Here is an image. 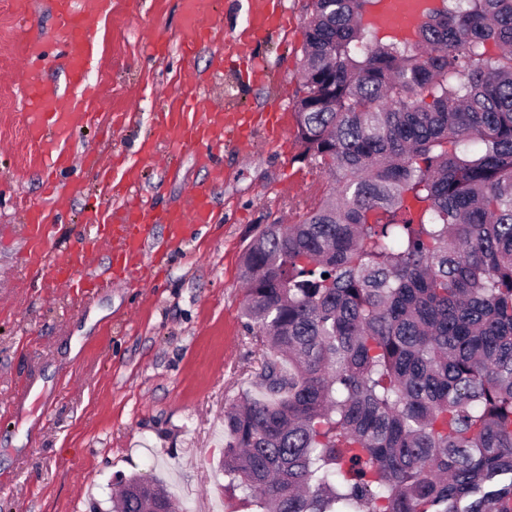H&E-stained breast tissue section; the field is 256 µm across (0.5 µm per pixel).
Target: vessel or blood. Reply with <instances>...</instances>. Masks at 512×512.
I'll return each instance as SVG.
<instances>
[{"label":"vessel or blood","instance_id":"b4317fda","mask_svg":"<svg viewBox=\"0 0 512 512\" xmlns=\"http://www.w3.org/2000/svg\"><path fill=\"white\" fill-rule=\"evenodd\" d=\"M104 2L52 0L63 33L61 56L68 67L69 83L74 92L69 95L48 89L37 71L28 73L25 97L36 137L46 150L54 151L57 140L66 136L83 117L94 94L92 87L85 82L86 64L92 48L88 33ZM430 4L431 0H379L364 23L395 34L404 33L417 26L422 11ZM252 123V113L235 110L213 112L197 119L186 112L183 102L179 101L169 111L160 114L150 139L143 142L142 150L150 155L154 152L155 142L175 143L212 164L213 174L219 178L223 171L213 164L212 146L223 142L228 133L244 136ZM101 178L105 190L120 196L122 202L108 208L106 220L97 224L96 234L88 244L93 247L102 242L111 246L114 275L137 282L144 279L149 268L145 244L153 225H166L170 239L177 240L183 236L187 225L209 224L214 220L211 201L207 195L198 192L193 194L188 206L169 209L160 215L146 209L135 198L126 196L125 187L136 184L139 179L138 165H128L117 179L113 178L111 169H102ZM49 269L54 285L77 289L86 297L105 285L102 276L81 274L79 259L67 255L54 257Z\"/></svg>","mask_w":512,"mask_h":512}]
</instances>
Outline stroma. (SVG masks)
<instances>
[{
  "label": "stroma",
  "instance_id": "stroma-1",
  "mask_svg": "<svg viewBox=\"0 0 512 512\" xmlns=\"http://www.w3.org/2000/svg\"><path fill=\"white\" fill-rule=\"evenodd\" d=\"M277 2L284 25L256 44L273 77L262 83L230 50L260 0H109L90 29L86 76L97 95L59 143L69 163L58 169L28 131L27 76L16 67L25 43L43 38L41 78L65 88L58 21L48 0H0V512H111L117 485L132 476L163 481L184 512L239 507L219 464L224 411L255 389L262 359L243 317L242 254L264 225L294 222L308 185L330 180L299 160L291 121L271 138L260 128L245 143L225 137L220 179L189 155L167 167L141 147L180 94L202 114L228 105L291 113L309 0ZM196 21L221 37L187 57ZM123 159L142 167L134 193L147 206H182L200 191L216 221L188 225L178 242L154 225L150 247L166 259L147 284L114 279L87 298L53 286L51 257L80 253L93 233L88 215L110 205L93 161ZM21 201L44 205L39 236ZM32 376L37 392L15 412Z\"/></svg>",
  "mask_w": 512,
  "mask_h": 512
}]
</instances>
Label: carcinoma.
Segmentation results:
<instances>
[{"label":"carcinoma","mask_w":512,"mask_h":512,"mask_svg":"<svg viewBox=\"0 0 512 512\" xmlns=\"http://www.w3.org/2000/svg\"><path fill=\"white\" fill-rule=\"evenodd\" d=\"M376 4L310 3L293 110L334 186L243 254L265 396L225 410L224 478L254 512H512V0L411 40Z\"/></svg>","instance_id":"cac0c4a2"}]
</instances>
